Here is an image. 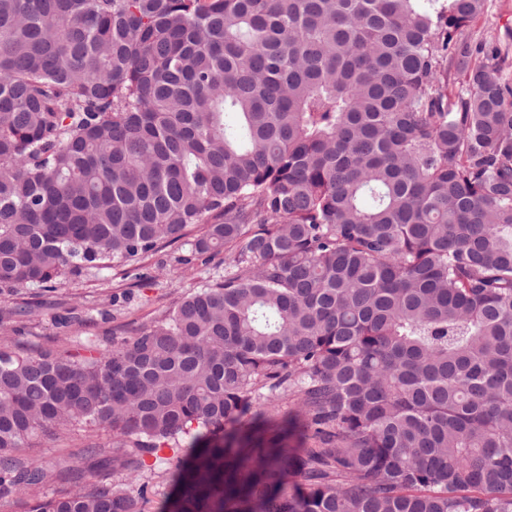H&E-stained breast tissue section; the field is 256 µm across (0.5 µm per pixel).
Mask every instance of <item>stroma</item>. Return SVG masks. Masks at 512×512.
I'll list each match as a JSON object with an SVG mask.
<instances>
[{
  "mask_svg": "<svg viewBox=\"0 0 512 512\" xmlns=\"http://www.w3.org/2000/svg\"><path fill=\"white\" fill-rule=\"evenodd\" d=\"M509 29L512 0H488L485 11L463 28L461 36L478 41ZM202 232L199 226L189 228L186 240L161 244L125 266L83 270L53 292L36 287L17 292L1 290L0 312L23 307L27 314L19 320L0 321V336L10 337L24 352L53 349L75 355L83 354L90 342L108 349L113 340L131 338L174 300L205 282L231 274L232 268L220 252L203 263H181V256L189 251V239ZM111 436L106 428H80L58 438H41L33 453L50 469L62 460H70L82 469L86 480L96 481L103 471L87 468L84 449L89 442L105 443Z\"/></svg>",
  "mask_w": 512,
  "mask_h": 512,
  "instance_id": "1",
  "label": "stroma"
}]
</instances>
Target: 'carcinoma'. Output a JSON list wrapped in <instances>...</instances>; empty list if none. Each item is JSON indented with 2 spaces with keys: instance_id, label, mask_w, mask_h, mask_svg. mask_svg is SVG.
<instances>
[{
  "instance_id": "carcinoma-1",
  "label": "carcinoma",
  "mask_w": 512,
  "mask_h": 512,
  "mask_svg": "<svg viewBox=\"0 0 512 512\" xmlns=\"http://www.w3.org/2000/svg\"><path fill=\"white\" fill-rule=\"evenodd\" d=\"M486 2L0 0V288L194 224L234 269L110 350L0 341V498L147 512L17 456L98 426L114 476L187 457L161 512H512L509 46L458 38Z\"/></svg>"
}]
</instances>
